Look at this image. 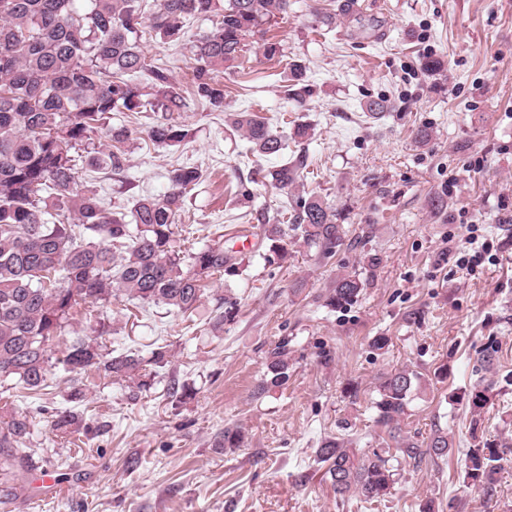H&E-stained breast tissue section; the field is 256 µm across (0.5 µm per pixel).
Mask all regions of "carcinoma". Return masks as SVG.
<instances>
[{
	"instance_id": "carcinoma-1",
	"label": "carcinoma",
	"mask_w": 512,
	"mask_h": 512,
	"mask_svg": "<svg viewBox=\"0 0 512 512\" xmlns=\"http://www.w3.org/2000/svg\"><path fill=\"white\" fill-rule=\"evenodd\" d=\"M291 0H156L143 17L141 0H0V378H12L32 392L50 387L60 364L74 375L90 371L116 379H132L139 371L162 363L157 350L145 360L108 352L105 325L77 337L54 360L51 346L82 303H112L120 297L162 304L177 312L196 309L205 280L236 270L234 250L222 245L184 252L174 246L175 219L187 191L198 184L196 167L181 166L169 175L171 189L158 197H142L127 212L108 208L95 186V175L118 174L132 135L111 124L112 113L161 114L147 128L156 146H176L187 133L172 121L184 96L166 69L147 63L145 33L164 43L180 42L191 18H215L212 28L192 44L195 61L193 95L214 108L224 105V86L214 73L234 67L245 41L260 36L258 49L269 61L283 57L279 41L264 25L288 13ZM287 95L302 102L311 89L305 67L287 63ZM147 72L150 91L135 78ZM392 110L384 98L370 99L364 111L379 119ZM234 124L246 135L250 154L279 155L288 139L307 140L310 127L297 125L286 136L263 117L241 112ZM307 155L285 162L271 174L275 188H296ZM270 251L283 259L288 246L302 242L324 258L344 244L342 225L323 201L300 196L287 225H263ZM365 282L356 274L336 278L325 306L354 304ZM292 368L288 343L280 344L268 364L262 388L281 387ZM418 376L401 368L386 374L372 402L374 422L392 442L394 452L358 455L339 438L325 440L317 460L336 494L351 493L366 501L392 494L401 466L436 461L449 455L452 441L441 429L415 439L403 433L411 394ZM493 379L471 392V432L477 414L491 399ZM53 430L79 431L72 408L59 409ZM31 432L27 416L0 422V484L17 483L30 467L24 442ZM502 445L482 440L465 453L463 483L494 495L503 461Z\"/></svg>"
}]
</instances>
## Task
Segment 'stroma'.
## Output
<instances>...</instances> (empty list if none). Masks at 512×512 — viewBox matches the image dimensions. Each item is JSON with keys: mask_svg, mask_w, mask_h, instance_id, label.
<instances>
[{"mask_svg": "<svg viewBox=\"0 0 512 512\" xmlns=\"http://www.w3.org/2000/svg\"><path fill=\"white\" fill-rule=\"evenodd\" d=\"M350 17L329 30L319 13L338 0H292L272 21L286 61L306 67L311 94L296 102L285 91L283 63L265 60L247 44L239 67L218 73L224 105L192 97L190 46L210 21L191 23L175 45L143 40L186 97L174 120L187 130L173 147L153 145L145 130L154 113L133 123L120 174L98 179L106 205L131 208L170 188L169 172L188 165L201 172L176 218L175 243L184 249L241 235L260 236L295 203L296 191L271 184L286 158L306 153L305 191L320 196L345 231V242L325 259L303 244L286 258L267 245L244 252L237 274L209 281L194 312L162 305L115 302L77 308L52 345L61 357L74 334L106 324L108 349L163 348L149 388L91 374L76 408L89 431L77 439L51 427L67 407L73 376L56 368L44 395L15 380L0 381V397L32 422L26 445L36 464L22 488L0 491V512H512V452L503 460L493 497L464 486V454L474 439L512 444V0H359ZM442 69L430 73L427 59ZM386 97L394 112L369 118L367 100ZM251 111L306 124L311 137L289 144L283 157H247L248 142L229 116ZM428 129V141L418 130ZM483 158L481 171L470 165ZM459 182L448 188L449 173ZM443 195L444 209L431 207ZM481 215L493 238L495 260L475 274L456 265L448 236L452 216ZM379 263L367 270V256ZM367 278L358 302L325 307L337 276ZM236 304L233 319L217 323L221 298ZM388 337L384 349L372 346ZM287 344L293 368L287 384L259 385L271 352ZM496 347V368L480 357ZM447 367L438 383L434 372ZM397 368L420 376L402 424L405 435L447 432L452 452L433 463L406 465L391 495L366 501L336 495L316 450L344 439L361 453L382 448L372 402L381 377ZM494 376L477 436L468 431L464 393ZM193 390L172 397L171 387ZM355 395H348L347 387ZM245 436L224 445L225 429Z\"/></svg>", "mask_w": 512, "mask_h": 512, "instance_id": "stroma-1", "label": "stroma"}]
</instances>
